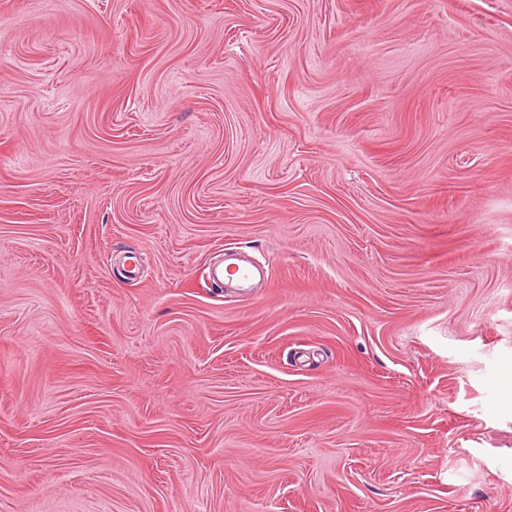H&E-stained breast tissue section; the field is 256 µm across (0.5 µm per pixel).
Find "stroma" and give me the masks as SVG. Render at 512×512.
<instances>
[{"instance_id": "stroma-1", "label": "stroma", "mask_w": 512, "mask_h": 512, "mask_svg": "<svg viewBox=\"0 0 512 512\" xmlns=\"http://www.w3.org/2000/svg\"><path fill=\"white\" fill-rule=\"evenodd\" d=\"M510 379L512 0H0V512H512Z\"/></svg>"}]
</instances>
